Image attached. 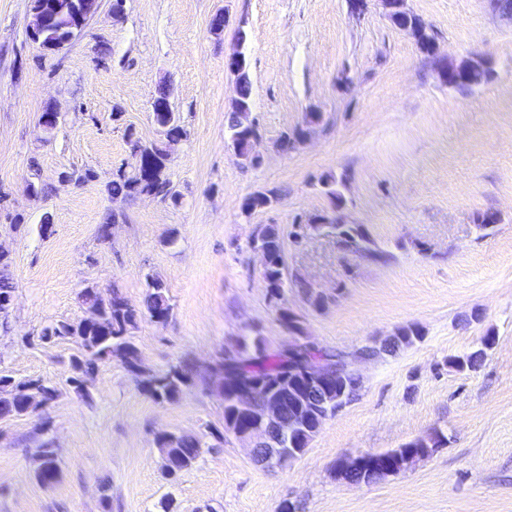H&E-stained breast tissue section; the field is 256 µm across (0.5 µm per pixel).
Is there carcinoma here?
<instances>
[{"instance_id": "cac0c4a2", "label": "carcinoma", "mask_w": 512, "mask_h": 512, "mask_svg": "<svg viewBox=\"0 0 512 512\" xmlns=\"http://www.w3.org/2000/svg\"><path fill=\"white\" fill-rule=\"evenodd\" d=\"M73 9L59 3V0H32L31 12L36 18V36L46 50L72 37L77 17L93 13L98 9L96 0H74ZM234 103L225 113V129L236 135L234 142L235 156L244 167H253L250 153L252 137L258 133L252 125L250 115L244 109L252 103V81L250 74L234 77ZM153 121L166 126V135L151 146H142L133 131H128L132 144L133 163L130 169H118L112 174V181L107 191L114 200H126L153 194L174 205L179 204L180 195L174 190L168 174V164L176 147L187 137L177 113L171 111L169 91L162 87L152 102ZM282 190L272 188L265 194L245 198L241 215L248 218L256 209L267 208L278 202ZM339 236L348 245L361 247L365 238L358 228L349 224L336 225ZM250 244L261 246L269 257V265L263 272L269 299L278 303L284 295L286 286L283 244L280 230L275 224H259L251 233ZM10 257L0 255V296L15 292V283L10 273ZM83 305L97 309L103 316V326L99 329L85 328L79 324L63 321L45 328L39 341L48 343L56 339H76L82 349V358L72 361L68 383L82 397L90 398V391L78 384V379L93 380L100 363L110 359L119 361L123 367L139 382L141 387L157 401H173L183 389L190 385L198 367L187 362H180L168 370L156 373L141 364L139 351L133 341V330L138 322L147 318L155 323H165L172 316L164 282L151 275L147 276V289L140 307L129 304L121 291L111 288L105 292L94 283L86 285L80 292ZM279 317L291 335L290 344L304 351L312 358L321 359L330 365L341 362L335 352L321 348L308 341L300 317L288 307L279 306ZM423 338L421 329L415 325L401 327L397 332L379 345L367 346L364 351L372 357L383 353H394L402 347L410 346ZM484 347L465 356H456L448 360L449 366L463 371L476 368L483 357L485 349L491 344V337L483 339ZM210 369L218 374L226 370L235 373L242 382L262 381L272 386L288 374V351L282 348L271 349L262 341L255 340L249 345L244 340L236 342L235 347L216 359ZM362 381L349 371L344 378L314 395L311 407L315 415L306 423L299 421L298 414L307 393L300 392V397L288 399L284 409V426L279 434L263 432L261 447L286 448L288 452L280 457L285 463L303 454L308 445L321 429L323 423L336 411V407L350 401L361 389ZM28 409V395L14 394L10 391L0 392V419L25 414ZM247 427L246 415L241 413L232 400H224V431L232 433L238 428ZM156 442L162 448L163 469L167 477L173 478L183 470L191 467L202 455L207 443L196 433L175 434L162 432ZM39 450L45 459L44 470L36 475L41 483H54L60 478L57 465V449L48 440L40 442Z\"/></svg>"}]
</instances>
